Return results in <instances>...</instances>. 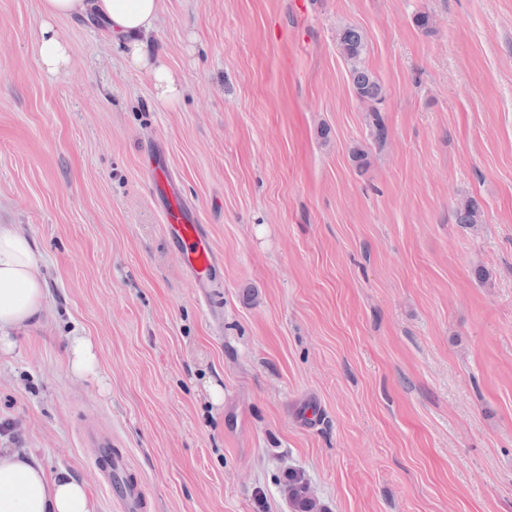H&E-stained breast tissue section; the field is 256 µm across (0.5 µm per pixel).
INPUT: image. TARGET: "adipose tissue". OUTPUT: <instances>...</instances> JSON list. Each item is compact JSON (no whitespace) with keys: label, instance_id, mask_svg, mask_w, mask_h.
Wrapping results in <instances>:
<instances>
[{"label":"adipose tissue","instance_id":"ef3b65f1","mask_svg":"<svg viewBox=\"0 0 512 512\" xmlns=\"http://www.w3.org/2000/svg\"><path fill=\"white\" fill-rule=\"evenodd\" d=\"M161 4L162 0H40L37 55L42 70L56 75L69 63L70 47L57 27L58 19L89 12L106 22L129 64L149 74L157 103H174L184 92L183 82L147 41ZM46 294L33 240L12 225L1 224L0 356L14 352L15 330L40 322ZM65 359L73 377L98 378V351L90 337H68ZM0 512H98V502L67 472L48 473L33 451L0 448Z\"/></svg>","mask_w":512,"mask_h":512}]
</instances>
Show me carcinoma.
Masks as SVG:
<instances>
[{
	"instance_id": "1",
	"label": "carcinoma",
	"mask_w": 512,
	"mask_h": 512,
	"mask_svg": "<svg viewBox=\"0 0 512 512\" xmlns=\"http://www.w3.org/2000/svg\"><path fill=\"white\" fill-rule=\"evenodd\" d=\"M337 43L349 66L353 91L368 106L372 135L375 140L382 142L387 137V126L377 104L384 98V89L378 77L363 64V56L367 50L365 36L360 28L348 25L339 30ZM482 214L481 202L475 197H467L458 202L455 220L458 224H479ZM280 484L288 497L291 512H325L324 505L314 495L308 481L300 472H284Z\"/></svg>"
}]
</instances>
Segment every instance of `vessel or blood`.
Here are the masks:
<instances>
[{"instance_id": "vessel-or-blood-1", "label": "vessel or blood", "mask_w": 512, "mask_h": 512, "mask_svg": "<svg viewBox=\"0 0 512 512\" xmlns=\"http://www.w3.org/2000/svg\"><path fill=\"white\" fill-rule=\"evenodd\" d=\"M153 179L154 190L163 203L168 235L194 276L197 287H204L205 279L218 264L219 257L210 244L204 226L197 224L170 189L164 162H157ZM89 439L97 449L101 468L112 478L115 495L123 501L126 512H145L147 501L142 486L138 480L133 479L126 458L113 453L111 438L93 433Z\"/></svg>"}]
</instances>
